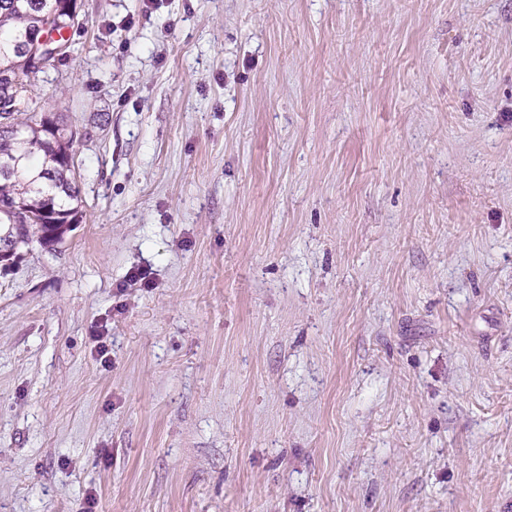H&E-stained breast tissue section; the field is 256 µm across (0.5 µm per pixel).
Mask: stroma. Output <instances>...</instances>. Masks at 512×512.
Listing matches in <instances>:
<instances>
[{
	"label": "stroma",
	"instance_id": "35a3bbf8",
	"mask_svg": "<svg viewBox=\"0 0 512 512\" xmlns=\"http://www.w3.org/2000/svg\"><path fill=\"white\" fill-rule=\"evenodd\" d=\"M77 3L0 512H512V0Z\"/></svg>",
	"mask_w": 512,
	"mask_h": 512
}]
</instances>
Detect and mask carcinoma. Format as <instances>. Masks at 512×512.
<instances>
[{
  "label": "carcinoma",
  "instance_id": "cac0c4a2",
  "mask_svg": "<svg viewBox=\"0 0 512 512\" xmlns=\"http://www.w3.org/2000/svg\"><path fill=\"white\" fill-rule=\"evenodd\" d=\"M51 16L57 19L53 33L75 27L66 0H0V243L12 251L33 233L44 245L61 240L68 219L78 215L69 169L72 140L52 138L37 112L21 108L24 84L6 78L19 68L27 34ZM13 206L39 222H12Z\"/></svg>",
  "mask_w": 512,
  "mask_h": 512
}]
</instances>
